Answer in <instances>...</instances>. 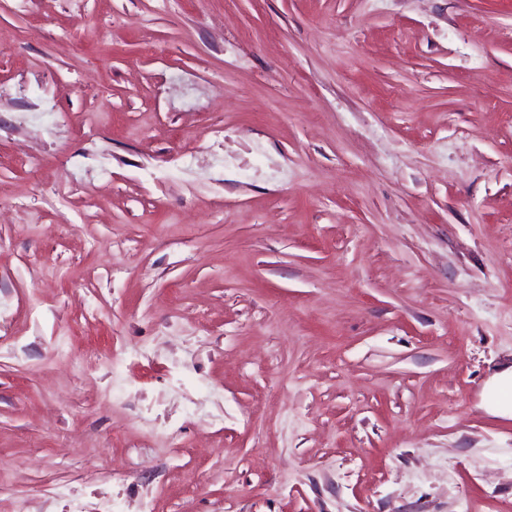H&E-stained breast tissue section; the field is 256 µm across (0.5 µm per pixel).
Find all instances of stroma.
Here are the masks:
<instances>
[{
    "instance_id": "35a3bbf8",
    "label": "stroma",
    "mask_w": 512,
    "mask_h": 512,
    "mask_svg": "<svg viewBox=\"0 0 512 512\" xmlns=\"http://www.w3.org/2000/svg\"><path fill=\"white\" fill-rule=\"evenodd\" d=\"M509 366L512 0H0V512H512ZM491 393L502 394L503 397L488 401L490 414L512 419V368L495 375L488 385Z\"/></svg>"
}]
</instances>
